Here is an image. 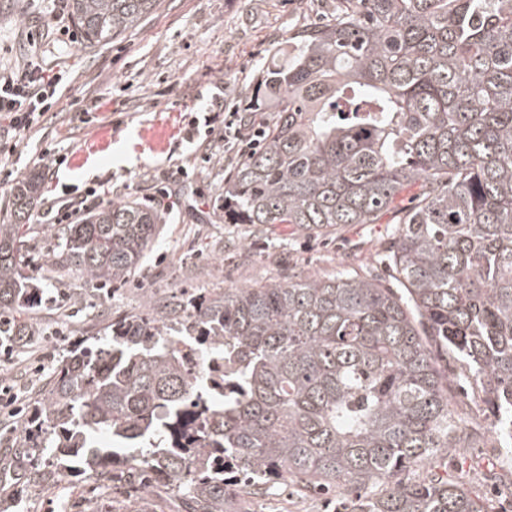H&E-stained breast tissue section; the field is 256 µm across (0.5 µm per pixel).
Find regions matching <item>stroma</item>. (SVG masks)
<instances>
[{
  "label": "stroma",
  "mask_w": 512,
  "mask_h": 512,
  "mask_svg": "<svg viewBox=\"0 0 512 512\" xmlns=\"http://www.w3.org/2000/svg\"><path fill=\"white\" fill-rule=\"evenodd\" d=\"M45 0H0V64L11 66L37 48L44 67L67 79L64 101L27 132L16 154L0 161V218L17 177L42 174L45 191L34 204L25 269L41 302L28 307L32 335L0 358V389L14 394L18 414L0 405V504L8 512H92L93 479L72 473L31 486V458L16 448L32 397L73 343L102 332L110 322L170 305H186L227 288L291 276H330L341 269L396 287L387 251L391 224H346L328 236L276 224L264 233L228 224L220 206L231 168L224 163V124L190 129L189 121L213 101L251 107L267 69L286 64V49L321 10L310 0H163L140 24L99 45L70 42L50 23ZM86 111L88 122L74 117ZM56 149L68 160L46 169L40 154ZM116 199L151 205L156 189L179 193L160 235L131 280L86 285L79 276L46 280L40 257L59 242L57 225L40 223L54 197L94 183ZM448 369L453 406L473 419L471 445L451 450L437 471L463 484L491 512H512V450L490 431L493 415L457 381L464 367L440 357ZM249 512H346L320 496H302L269 483L246 498Z\"/></svg>",
  "instance_id": "stroma-1"
}]
</instances>
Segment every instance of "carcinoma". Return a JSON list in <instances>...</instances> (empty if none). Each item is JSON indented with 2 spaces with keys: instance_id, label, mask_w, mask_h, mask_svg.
<instances>
[{
  "instance_id": "1",
  "label": "carcinoma",
  "mask_w": 512,
  "mask_h": 512,
  "mask_svg": "<svg viewBox=\"0 0 512 512\" xmlns=\"http://www.w3.org/2000/svg\"><path fill=\"white\" fill-rule=\"evenodd\" d=\"M158 4L69 0L90 45ZM263 96L275 115L224 182V223L327 235L388 215L402 291L308 274L190 301L179 321L111 322L33 399L17 447L44 462L29 484L64 469L110 492L124 474L148 496L176 489V512H247L261 480L340 489L351 512H488L433 473L401 474L468 447L439 349L464 363L512 447V0H333L288 64L267 70ZM43 189L37 173L18 181L0 224V315L38 294L22 266ZM161 223L155 208L114 200L61 227L42 266L59 281L121 284ZM214 358L235 367L237 390L209 392L201 366Z\"/></svg>"
}]
</instances>
